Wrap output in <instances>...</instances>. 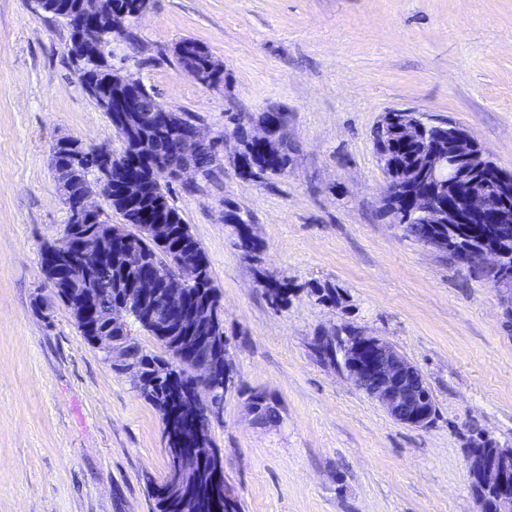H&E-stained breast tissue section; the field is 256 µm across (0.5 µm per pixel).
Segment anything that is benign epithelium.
<instances>
[{
  "instance_id": "1",
  "label": "benign epithelium",
  "mask_w": 512,
  "mask_h": 512,
  "mask_svg": "<svg viewBox=\"0 0 512 512\" xmlns=\"http://www.w3.org/2000/svg\"><path fill=\"white\" fill-rule=\"evenodd\" d=\"M67 19L75 33L72 50L93 64H99L103 59L104 35L119 38L126 31L127 14L123 11L109 13L106 0H76ZM110 83L112 75L108 72L92 70L88 90L96 96L101 110L108 113L112 112V101L100 95L98 87ZM121 83L124 86L121 128L129 134L135 129L151 134L161 130L176 136L180 157L168 168L178 176L197 170L192 152L200 143L209 140L202 128L165 109L147 112L142 83L124 77ZM387 121L399 127L409 138L425 139L428 151L425 166L408 172V180L414 190L397 188L399 197L404 200V211L394 219L399 227H404L407 219L412 218L419 224L437 229L424 246L440 255L451 248L448 239L438 233L441 225L501 224L512 219V208L506 205L508 196H512V170L501 167L485 169L489 157L465 128L445 120L426 121L408 109L391 111ZM249 138L259 143L268 155L274 154L281 143L278 125L272 120L257 122L256 131L249 134ZM68 146L79 148V153L73 155L76 162L85 164L92 159L99 165V191L106 194L112 177L105 164L112 161V151L94 146L90 156L80 143L65 139L58 141V148ZM69 207L72 220L66 225L63 240L74 242L77 257L87 276L66 280L63 269L55 262L47 263V269L51 279L67 284L75 317L88 322L92 315L91 305L99 293L95 271L105 262L104 238L97 229V224L101 223V211L92 204L88 187L71 197ZM143 234L162 248L178 250L181 247V244L172 242L175 233L171 220L165 218L160 207L154 217L146 220ZM110 236L118 245L125 270L142 272L133 287L125 289V296L113 305L111 326L127 331L135 309L148 306L152 312L145 321L165 319L156 328V333H180L173 343L180 354L186 356L205 348L216 357L224 356V367L217 370L207 362L198 365L191 384L182 393L180 411L191 419L187 426L188 436L184 437L189 447L173 449V465L162 494L169 496L171 507L179 512H194L192 503L197 498L191 489L206 469L224 499L227 512H233L237 499L224 484L223 456L215 449L203 448L199 444L202 425L213 417V411L207 405V393L217 383L224 384L226 391L236 385L227 340L219 332L218 318L210 305L188 311L184 306L186 296L183 290L169 286L172 278L183 285L198 281L199 269L180 263L174 268L172 277L160 279L148 269L141 243L127 237L123 229L115 226ZM511 251L512 239L497 235L481 244L469 245L459 253L467 265L487 271L493 287L512 299V275L501 271L502 260ZM92 341L105 353L108 363L122 359L118 339L114 336L97 333ZM315 351L395 421L412 428H426L432 423L436 406L423 373L387 339L366 335L348 326H338L318 337ZM466 474L478 489V512H512V448L480 446L469 449Z\"/></svg>"
}]
</instances>
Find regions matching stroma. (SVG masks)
I'll return each mask as SVG.
<instances>
[{
	"instance_id": "35a3bbf8",
	"label": "stroma",
	"mask_w": 512,
	"mask_h": 512,
	"mask_svg": "<svg viewBox=\"0 0 512 512\" xmlns=\"http://www.w3.org/2000/svg\"><path fill=\"white\" fill-rule=\"evenodd\" d=\"M132 32L112 42L114 65L209 137L232 134V113H288L285 175L244 179L227 161L169 185L209 256L231 345L238 386L210 438L241 512H476L473 439L512 447V304L392 224L373 132L410 109L464 126L512 169V0H150ZM186 39L222 81L181 71ZM69 43L31 0H0V512H153L168 472L161 414L41 271L68 221L53 144L123 149ZM232 213L259 259L238 248ZM265 279L293 288L287 307L269 305ZM326 285L340 304L318 299ZM336 325L385 337L422 371L430 426L398 423L318 359L316 336ZM254 391L276 422L253 423ZM180 46H183L185 49L188 50H193L196 53V60L194 66H192L191 68H187L184 62V57L176 51L177 61L182 71H184L187 74H189V69L208 71V81L203 82L206 80V75H204L203 73H200L198 76L200 81L206 84H215L223 79L224 71L222 66L216 64L212 60V57L209 55V53L201 45H199L197 42L193 40L186 39L178 45V47ZM76 321V320H75ZM77 328L79 329L80 333L86 341L92 345L98 348L101 352L105 353L106 359L108 363L112 366V363L117 364L118 360H122L123 357L120 354V348L118 347V339L115 338V336L107 335V334H100L94 331H90V335H95L92 337L93 343L90 341L88 332L84 329L83 325L79 323L78 321L75 322Z\"/></svg>"
}]
</instances>
